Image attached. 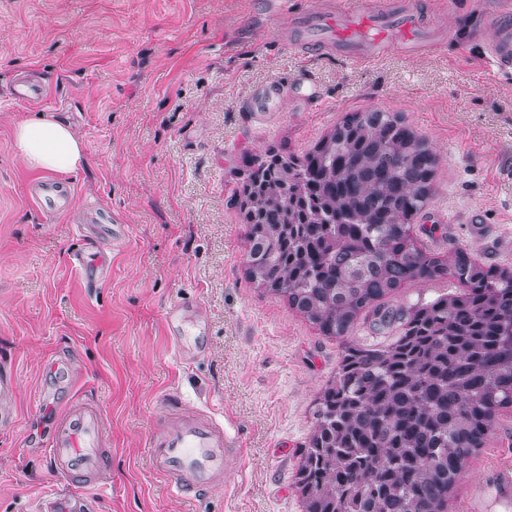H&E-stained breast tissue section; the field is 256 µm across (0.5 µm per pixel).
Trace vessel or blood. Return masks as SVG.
Listing matches in <instances>:
<instances>
[{
    "label": "vessel or blood",
    "instance_id": "b4317fda",
    "mask_svg": "<svg viewBox=\"0 0 512 512\" xmlns=\"http://www.w3.org/2000/svg\"><path fill=\"white\" fill-rule=\"evenodd\" d=\"M304 37L289 41V50L302 45L336 52L358 64H372L392 43L410 52L428 48L429 27L413 6L371 11L362 0H340L332 9L312 0L296 17ZM487 71L498 78L512 76V0H502L498 22L483 48ZM288 91L277 84L257 88L251 97L253 111L269 112ZM106 417L97 404L73 403L58 414L50 433L49 459L54 470L69 481L102 492L108 452L102 443ZM241 442L232 424L188 406L181 398L169 399L162 432L148 450L151 468L160 474L170 493L190 498L198 491L229 485L232 472L227 460L240 454ZM486 487L503 506L512 507V469L498 467L486 476Z\"/></svg>",
    "mask_w": 512,
    "mask_h": 512
}]
</instances>
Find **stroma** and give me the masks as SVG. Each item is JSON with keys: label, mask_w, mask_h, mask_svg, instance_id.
<instances>
[{"label": "stroma", "mask_w": 512, "mask_h": 512, "mask_svg": "<svg viewBox=\"0 0 512 512\" xmlns=\"http://www.w3.org/2000/svg\"><path fill=\"white\" fill-rule=\"evenodd\" d=\"M417 0L438 34L418 55L389 49L361 66L284 44L287 18L269 0H0V367L17 392L0 397V512H30L67 491L44 451L51 421L75 400L99 403L109 425L110 482L96 512H302L295 486L317 399L341 358L326 336L245 273V227L232 200L245 158L272 145L309 148L350 112L400 113L437 156L435 195L417 229L486 266H512V79L490 78L482 45L499 0ZM310 74L320 105L285 97L250 111L268 82ZM44 84L19 99L21 79ZM70 122L88 165L62 180L68 213L39 206L45 172L21 161L17 121ZM125 227L113 247L98 217ZM109 251L111 268L84 287L74 252ZM197 302L205 356L179 357L164 324L179 298ZM228 418L242 441L228 489L172 496L149 468L168 395ZM512 465V409L500 412L448 500L465 512L488 465Z\"/></svg>", "instance_id": "1"}]
</instances>
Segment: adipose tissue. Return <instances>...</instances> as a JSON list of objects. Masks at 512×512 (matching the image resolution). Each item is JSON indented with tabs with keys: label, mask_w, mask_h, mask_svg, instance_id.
I'll return each instance as SVG.
<instances>
[{
	"label": "adipose tissue",
	"mask_w": 512,
	"mask_h": 512,
	"mask_svg": "<svg viewBox=\"0 0 512 512\" xmlns=\"http://www.w3.org/2000/svg\"><path fill=\"white\" fill-rule=\"evenodd\" d=\"M14 140L22 161L31 169L70 174L86 164L81 140L69 124L53 116L16 124Z\"/></svg>",
	"instance_id": "obj_1"
}]
</instances>
